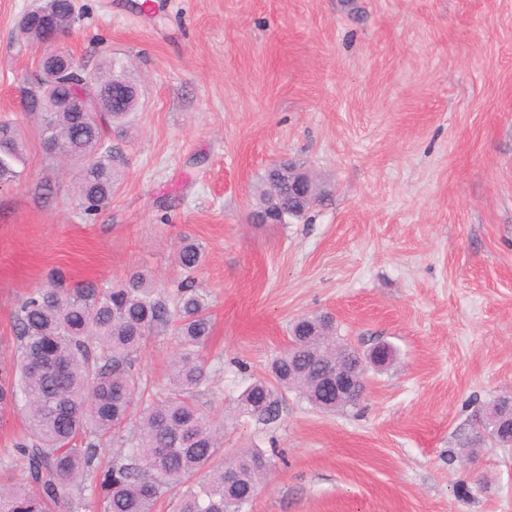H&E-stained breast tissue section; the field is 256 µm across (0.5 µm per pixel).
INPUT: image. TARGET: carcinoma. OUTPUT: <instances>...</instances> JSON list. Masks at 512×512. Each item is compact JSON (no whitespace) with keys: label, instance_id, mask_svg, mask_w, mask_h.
Instances as JSON below:
<instances>
[{"label":"carcinoma","instance_id":"carcinoma-1","mask_svg":"<svg viewBox=\"0 0 512 512\" xmlns=\"http://www.w3.org/2000/svg\"><path fill=\"white\" fill-rule=\"evenodd\" d=\"M40 14L19 23L20 36L42 43V35L58 27L67 30L68 5L46 0ZM46 82L54 94L42 95L34 111L43 114L41 137L52 153L80 163L77 193L85 213L93 215L112 200L125 165L123 143L135 106L127 104L95 116L64 112L56 99L72 93L92 98L112 83L134 88L120 59L105 55L95 73L85 67ZM25 142L9 121H0V183L23 179ZM277 170L262 177L261 204L288 202L290 218L297 208L288 181L274 183ZM185 277L165 296L148 276L133 273L105 288L92 281L59 283L24 295L14 310L17 354L0 366V418L22 412L27 435L16 443L26 465L24 476L0 479V512H75L89 504L71 499L73 487L92 475L90 498L101 512H153L156 503L181 485L187 486L179 512H225L231 499L248 504L271 470V459L258 450L245 451L214 463L220 427L204 413L190 390L204 378L199 349L208 341L212 318L196 291L193 274L202 251L188 243L178 252ZM170 329L176 345L172 386L138 415L136 445L106 468L99 465L101 437L121 430L133 414L142 392L133 356L155 327ZM303 324L289 329L291 351L306 375L322 370L317 350L306 346ZM308 394L303 382H288V353L276 357L269 379L252 383L241 396L251 415L275 417L276 388Z\"/></svg>","mask_w":512,"mask_h":512}]
</instances>
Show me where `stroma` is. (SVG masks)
I'll list each match as a JSON object with an SVG mask.
<instances>
[{
    "label": "stroma",
    "instance_id": "1",
    "mask_svg": "<svg viewBox=\"0 0 512 512\" xmlns=\"http://www.w3.org/2000/svg\"><path fill=\"white\" fill-rule=\"evenodd\" d=\"M32 2L0 0V120L27 141L24 182L0 186V361L17 302L53 273L167 290L189 238L213 321L191 395L224 426L218 459L274 461L245 512H512V446L475 423L512 391V0H164L153 15L75 0L64 45L90 70L123 59L139 88L128 163L93 216L77 163L45 152L22 106ZM280 161L327 197L255 223ZM323 314L361 349L397 351L361 405L323 412L282 389L273 420L241 413L291 322ZM174 349L158 328L138 351L150 394Z\"/></svg>",
    "mask_w": 512,
    "mask_h": 512
}]
</instances>
